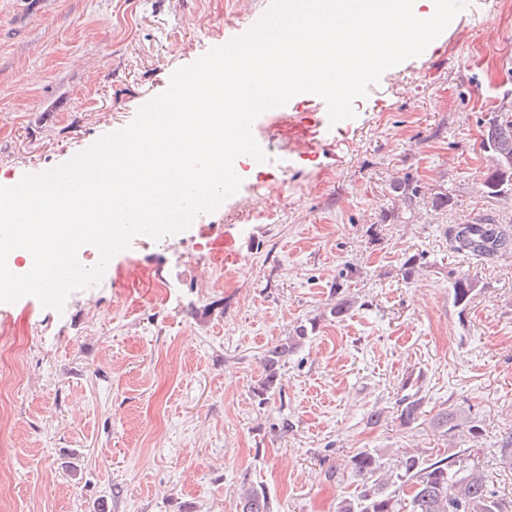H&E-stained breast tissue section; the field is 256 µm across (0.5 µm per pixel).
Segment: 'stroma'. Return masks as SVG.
I'll return each mask as SVG.
<instances>
[{"instance_id": "obj_1", "label": "stroma", "mask_w": 512, "mask_h": 512, "mask_svg": "<svg viewBox=\"0 0 512 512\" xmlns=\"http://www.w3.org/2000/svg\"><path fill=\"white\" fill-rule=\"evenodd\" d=\"M272 0H0V184L67 162L129 125L172 73L245 35ZM355 115L327 124L316 95L252 124L268 177L160 238L132 237L100 284L63 310L32 296L0 303V512H240L242 483L272 512H336L360 450L445 451L432 422L464 410L470 459L504 504L512 467V254L456 251L449 226L512 220L488 197L480 148L512 113V0H470L420 56L383 73ZM287 160L280 170L278 160ZM412 179L407 208L391 191ZM447 192V209L430 198ZM272 209L273 224L250 221ZM423 266L405 278L402 264ZM477 283L456 305L451 282ZM345 279L358 302L329 317ZM315 320L281 370L282 392L252 389L266 350ZM425 397L402 426L400 398ZM380 410L378 424L367 416Z\"/></svg>"}]
</instances>
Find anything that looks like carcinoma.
I'll use <instances>...</instances> for the list:
<instances>
[{"label":"carcinoma","instance_id":"obj_1","mask_svg":"<svg viewBox=\"0 0 512 512\" xmlns=\"http://www.w3.org/2000/svg\"><path fill=\"white\" fill-rule=\"evenodd\" d=\"M481 146L495 158L483 181L492 197L512 194V115L503 113L489 119ZM399 200L410 206L418 189L407 180L394 185ZM453 247L474 257L491 259L512 252V228L489 218L479 224H458L448 229ZM476 287L467 275L452 282L454 301L466 304ZM336 303L330 317L340 321L353 311L356 301L344 294V284L336 283ZM314 321L301 323L284 343L267 350L261 377L253 388L259 403L281 393L280 369L288 355L313 332ZM398 418L409 427L424 416V397L419 392L403 396ZM469 449L452 448L442 455L426 450H405L388 465L374 451L363 450L349 459L348 467L360 486L356 495L339 504L336 512H504L484 471L469 464ZM242 512H270L263 489L242 486Z\"/></svg>","mask_w":512,"mask_h":512}]
</instances>
